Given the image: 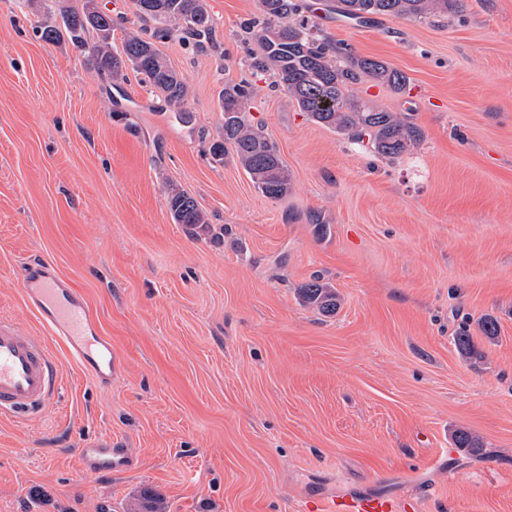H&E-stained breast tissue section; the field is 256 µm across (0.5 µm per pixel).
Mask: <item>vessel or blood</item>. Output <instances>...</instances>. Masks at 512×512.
Instances as JSON below:
<instances>
[{
	"label": "vessel or blood",
	"mask_w": 512,
	"mask_h": 512,
	"mask_svg": "<svg viewBox=\"0 0 512 512\" xmlns=\"http://www.w3.org/2000/svg\"><path fill=\"white\" fill-rule=\"evenodd\" d=\"M26 307L45 333L32 334L14 319H0V416L29 417L43 411L60 387V363L49 347L60 343L70 360L104 388L112 386V341L98 327L83 295L47 260L28 264L22 277ZM87 471L125 470L131 460L124 449L103 444L77 450ZM382 495L326 496L308 503L303 512H398Z\"/></svg>",
	"instance_id": "b4317fda"
}]
</instances>
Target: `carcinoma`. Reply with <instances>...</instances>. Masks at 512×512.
Returning a JSON list of instances; mask_svg holds the SVG:
<instances>
[{
  "label": "carcinoma",
  "mask_w": 512,
  "mask_h": 512,
  "mask_svg": "<svg viewBox=\"0 0 512 512\" xmlns=\"http://www.w3.org/2000/svg\"><path fill=\"white\" fill-rule=\"evenodd\" d=\"M57 6L63 27L38 25L36 32L42 40L54 42L65 36L83 48L87 38H92L98 74L120 80L130 68L153 93L179 110L186 105L188 86L158 45L179 37L200 49L215 46L214 21L205 0H136L142 25L127 31L117 49L112 47L115 21L96 14L95 0H83L79 8L57 0ZM327 8L359 23L377 16L426 20L460 13L463 0H329ZM310 12L305 0H260V15L245 26L256 45L249 53V69L274 73L277 86L310 121L351 141L367 142L372 152L383 158H398L417 147L422 133L405 114L369 103L355 90L366 78L402 93L408 77L382 61L357 57L337 46ZM251 95V86L245 82L224 84L219 95L223 133L210 151L218 161L233 155L255 188L269 198L280 199L290 190V175L277 146L248 118ZM167 204L175 223L186 225L194 234L211 230L205 213L184 190L170 187ZM299 297L323 316L336 314L339 306L336 288L319 277L299 288Z\"/></svg>",
  "instance_id": "carcinoma-1"
}]
</instances>
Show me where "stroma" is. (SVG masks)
<instances>
[{"instance_id": "stroma-1", "label": "stroma", "mask_w": 512, "mask_h": 512, "mask_svg": "<svg viewBox=\"0 0 512 512\" xmlns=\"http://www.w3.org/2000/svg\"><path fill=\"white\" fill-rule=\"evenodd\" d=\"M307 2L333 41L409 77L403 94L356 90L406 113L418 147L376 156L252 75L243 25L259 0H206L212 51L162 44L189 88L182 113L36 35L61 21L51 0H0V316L41 334L21 277L50 260L116 356L110 390L64 358L46 411L0 420V512H133L147 487L163 512H301L345 494L512 512V0L368 24ZM241 80L288 167L283 198L209 154L219 93ZM172 186L212 233L174 222ZM316 274L335 315L298 297ZM465 318L469 355L453 341ZM460 429L478 453L456 448ZM97 440L132 469L84 472L75 450Z\"/></svg>"}]
</instances>
